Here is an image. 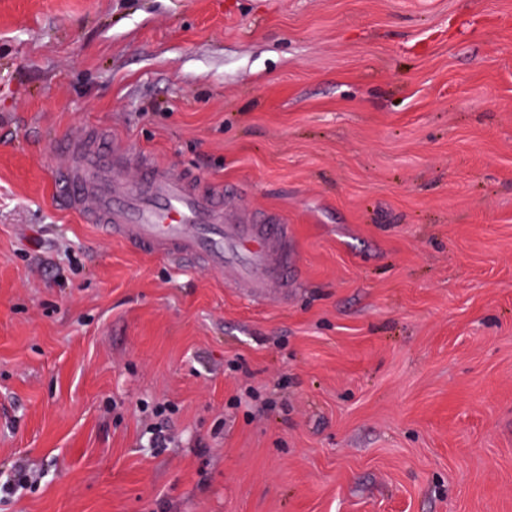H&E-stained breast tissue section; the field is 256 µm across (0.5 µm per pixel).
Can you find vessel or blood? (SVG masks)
<instances>
[{"label": "vessel or blood", "instance_id": "vessel-or-blood-1", "mask_svg": "<svg viewBox=\"0 0 512 512\" xmlns=\"http://www.w3.org/2000/svg\"><path fill=\"white\" fill-rule=\"evenodd\" d=\"M69 163L54 186L67 208L87 223L137 250L179 264L201 263L225 281L266 301L288 295V227L257 224L224 198L220 186L132 154L107 141L103 129L88 128L56 144ZM140 172L135 186L116 180L129 165Z\"/></svg>", "mask_w": 512, "mask_h": 512}]
</instances>
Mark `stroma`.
Here are the masks:
<instances>
[{
  "mask_svg": "<svg viewBox=\"0 0 512 512\" xmlns=\"http://www.w3.org/2000/svg\"><path fill=\"white\" fill-rule=\"evenodd\" d=\"M90 127L279 216L287 302L67 210ZM18 461L0 512H512V0H0Z\"/></svg>",
  "mask_w": 512,
  "mask_h": 512,
  "instance_id": "obj_1",
  "label": "stroma"
}]
</instances>
